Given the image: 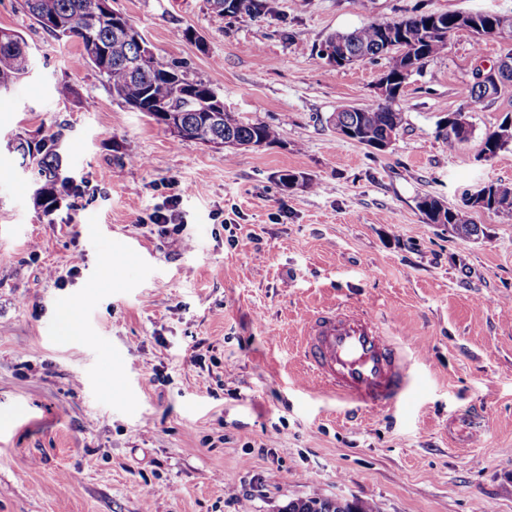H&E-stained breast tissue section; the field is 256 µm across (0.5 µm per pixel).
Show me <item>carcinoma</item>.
I'll list each match as a JSON object with an SVG mask.
<instances>
[{"instance_id": "obj_1", "label": "carcinoma", "mask_w": 512, "mask_h": 512, "mask_svg": "<svg viewBox=\"0 0 512 512\" xmlns=\"http://www.w3.org/2000/svg\"><path fill=\"white\" fill-rule=\"evenodd\" d=\"M97 0H22L25 12L45 31L57 38L74 39L82 50L77 64L95 69L114 96L136 112H142L166 128L180 122L173 134L180 145L202 144L217 149L258 148L279 140V130L271 124L245 122L225 112L219 121L210 111L224 102L208 82L195 80L178 66L160 58L141 57V46L148 45L141 32L125 15L97 12ZM227 5L222 16L232 19L242 14L261 18L270 8L267 0H222ZM457 12H419L394 22H371L351 32L334 34L326 43L346 49L356 61L387 60L381 78L387 82L384 99L367 107H338L331 115L334 128L352 132L351 140L371 146L396 137L404 124L403 112L394 104L410 72L422 70L431 59L447 50L455 35ZM465 30L478 37L489 35L498 22L494 12L469 16ZM27 42L18 33L0 30V92H6L26 73L21 48ZM512 84V55L508 74L484 89L479 81L465 88L469 107L480 108L495 98L502 87ZM502 127L489 131L481 154L488 160L512 145L501 139ZM17 150L39 167L44 184L37 193L39 204L50 208L54 188L66 181L58 140L50 144H19ZM418 208L427 224H442L448 233L470 239L480 229L472 212L481 210L512 220V184L489 183L471 194L461 208H450L431 195L419 198ZM281 512H379L367 500L341 498H299L288 502Z\"/></svg>"}]
</instances>
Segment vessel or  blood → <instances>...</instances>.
Wrapping results in <instances>:
<instances>
[{"mask_svg":"<svg viewBox=\"0 0 512 512\" xmlns=\"http://www.w3.org/2000/svg\"><path fill=\"white\" fill-rule=\"evenodd\" d=\"M303 345L306 362L343 403L347 417L392 408L411 391L402 352L367 314L317 312L305 326Z\"/></svg>","mask_w":512,"mask_h":512,"instance_id":"b4317fda","label":"vessel or blood"}]
</instances>
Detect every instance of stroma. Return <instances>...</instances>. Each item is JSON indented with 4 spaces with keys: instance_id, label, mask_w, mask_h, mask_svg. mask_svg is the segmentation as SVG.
I'll use <instances>...</instances> for the list:
<instances>
[{
    "instance_id": "obj_1",
    "label": "stroma",
    "mask_w": 512,
    "mask_h": 512,
    "mask_svg": "<svg viewBox=\"0 0 512 512\" xmlns=\"http://www.w3.org/2000/svg\"><path fill=\"white\" fill-rule=\"evenodd\" d=\"M233 20L208 0H112L155 54L212 84L224 109L278 127V143L180 145L76 58L78 42L0 0V29L35 62L0 96V512H279L306 497L379 512H512V220L477 211L478 239L417 208L512 184V148L481 156L512 117V86L477 110L476 72L512 36L456 35L410 77L405 122L384 151L340 138L338 106L378 97L385 60L334 68L333 33L414 11L512 13V0H268ZM196 40L179 38L181 30ZM75 96L58 98L56 83ZM464 113L449 147L439 121ZM59 135L66 183L35 202L17 138ZM285 170L316 189L284 192ZM187 186L181 235L148 216ZM84 304L92 342L53 337L55 302ZM365 308L401 344L411 397L345 417L301 355L313 312ZM116 376L121 391L103 386ZM487 419L472 439L458 420ZM452 123L455 124L461 135L455 129L450 128L444 132L438 133V137H441L450 147H455L456 145L467 142L471 137L472 130L470 132V136L462 137L469 131V124L467 123L465 114L459 113L448 116L445 126H450Z\"/></svg>"
}]
</instances>
